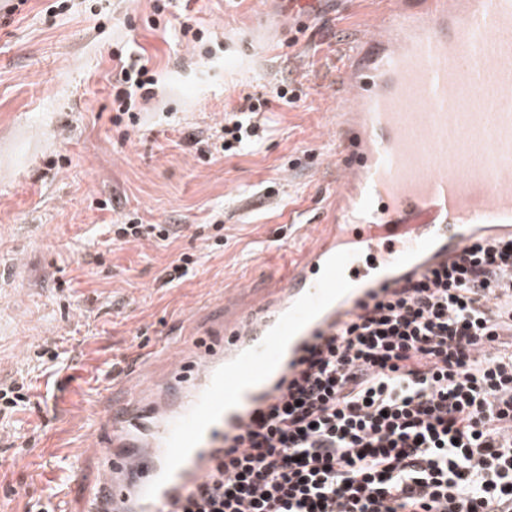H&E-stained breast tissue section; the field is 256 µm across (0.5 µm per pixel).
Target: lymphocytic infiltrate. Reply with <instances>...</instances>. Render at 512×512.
I'll return each mask as SVG.
<instances>
[{"mask_svg":"<svg viewBox=\"0 0 512 512\" xmlns=\"http://www.w3.org/2000/svg\"><path fill=\"white\" fill-rule=\"evenodd\" d=\"M157 80L128 57L114 124ZM265 98L225 113V155L258 143ZM182 512H512V236L357 301Z\"/></svg>","mask_w":512,"mask_h":512,"instance_id":"f902f5d3","label":"lymphocytic infiltrate"}]
</instances>
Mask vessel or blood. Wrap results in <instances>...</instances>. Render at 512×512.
I'll return each instance as SVG.
<instances>
[{
	"label": "vessel or blood",
	"instance_id": "1",
	"mask_svg": "<svg viewBox=\"0 0 512 512\" xmlns=\"http://www.w3.org/2000/svg\"><path fill=\"white\" fill-rule=\"evenodd\" d=\"M373 28L342 70L327 224L276 288L104 416L86 512H179L353 294L512 235V0H396Z\"/></svg>",
	"mask_w": 512,
	"mask_h": 512
}]
</instances>
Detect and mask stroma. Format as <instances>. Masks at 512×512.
Instances as JSON below:
<instances>
[{
    "instance_id": "obj_1",
    "label": "stroma",
    "mask_w": 512,
    "mask_h": 512,
    "mask_svg": "<svg viewBox=\"0 0 512 512\" xmlns=\"http://www.w3.org/2000/svg\"><path fill=\"white\" fill-rule=\"evenodd\" d=\"M53 2L0 0V383L33 371L44 341L67 351L31 407L0 418V512H83L100 469L78 450L107 433L94 403L125 399L113 376L163 370L164 340L231 319L310 243L336 185L339 48L388 0H317L305 28L280 0H173L161 18L155 0H72L56 16ZM184 12L200 41L182 39ZM142 49L156 95L128 130L112 122V81L118 53ZM281 84L296 103L270 96ZM248 92L269 96L260 143L199 157L192 138ZM127 214L180 232L109 242L105 224ZM218 223L224 244L207 247ZM185 253L193 273L161 287Z\"/></svg>"
}]
</instances>
